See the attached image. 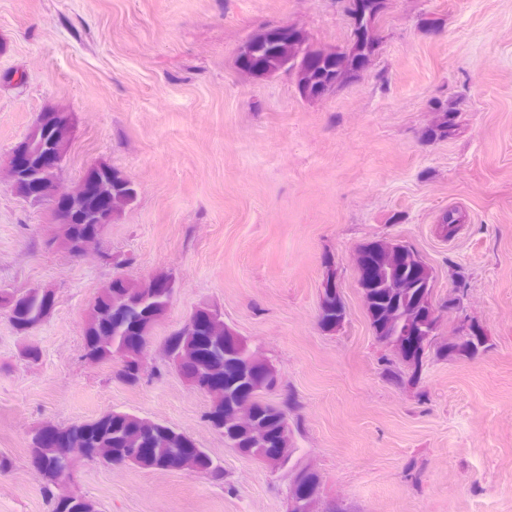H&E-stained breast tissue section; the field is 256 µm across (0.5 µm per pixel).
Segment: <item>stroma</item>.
I'll return each mask as SVG.
<instances>
[{
	"label": "stroma",
	"instance_id": "stroma-1",
	"mask_svg": "<svg viewBox=\"0 0 512 512\" xmlns=\"http://www.w3.org/2000/svg\"><path fill=\"white\" fill-rule=\"evenodd\" d=\"M283 23L319 46L351 40L338 0H0V74L27 75L0 83V154L58 112L71 123L64 186L107 164L139 187L97 252L75 258L50 245L48 207L0 179V288L56 294L28 336L0 314V512H50L35 428L114 409L191 435L224 478L78 463L66 488L101 512H287V473L225 446L204 422L208 397L162 349L203 303L279 370L274 399L323 476L324 506L512 512V0H387L371 65L312 101L291 73L236 67L248 37ZM442 105L457 126L435 139ZM380 238L432 267L436 302L465 282L439 337L464 317L487 351L427 355L413 385L401 362L385 369L351 261ZM330 269L347 316L326 332ZM159 273L175 296L129 385L119 361L85 360L83 319L114 275ZM27 344L38 362L22 358Z\"/></svg>",
	"mask_w": 512,
	"mask_h": 512
}]
</instances>
